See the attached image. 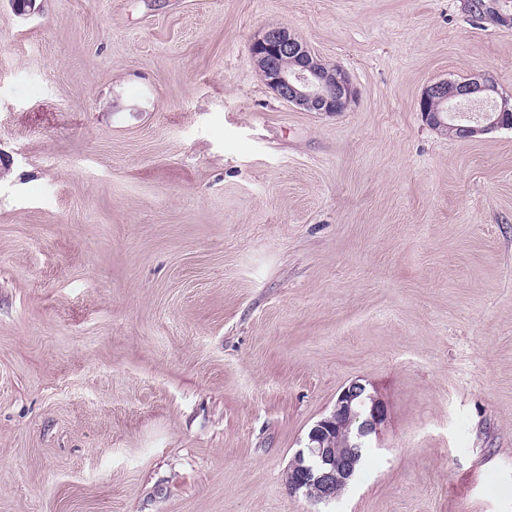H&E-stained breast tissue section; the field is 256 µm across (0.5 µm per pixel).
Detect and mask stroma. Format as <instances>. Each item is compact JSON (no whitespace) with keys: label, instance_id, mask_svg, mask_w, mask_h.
<instances>
[{"label":"stroma","instance_id":"35a3bbf8","mask_svg":"<svg viewBox=\"0 0 512 512\" xmlns=\"http://www.w3.org/2000/svg\"><path fill=\"white\" fill-rule=\"evenodd\" d=\"M281 27L359 89L280 99ZM467 0H0V512H512V130L419 110ZM336 499L289 467L351 383Z\"/></svg>","mask_w":512,"mask_h":512}]
</instances>
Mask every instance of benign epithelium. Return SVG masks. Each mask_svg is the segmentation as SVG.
Listing matches in <instances>:
<instances>
[{
	"label": "benign epithelium",
	"mask_w": 512,
	"mask_h": 512,
	"mask_svg": "<svg viewBox=\"0 0 512 512\" xmlns=\"http://www.w3.org/2000/svg\"><path fill=\"white\" fill-rule=\"evenodd\" d=\"M251 55L262 67L268 86L284 101L307 112H344L357 98L347 72L340 68L333 80L323 78L320 62L307 47L284 28L265 31L250 46ZM282 52L294 55L298 68L288 72L276 64ZM493 89L487 80L475 78L453 95H448L447 81L430 85L420 99V112L426 120L439 119V113L426 111L427 100L437 94L442 100L460 98L478 100ZM512 127V98L499 95L493 111L483 122L459 128L464 138H474L498 129ZM384 418L382 405L366 393L357 382L346 387L337 397L332 412L319 420L309 431L307 446L294 459V469L288 473V486L293 492L310 484L319 488V501H329L353 476L359 448L376 432Z\"/></svg>",
	"instance_id": "benign-epithelium-1"
}]
</instances>
